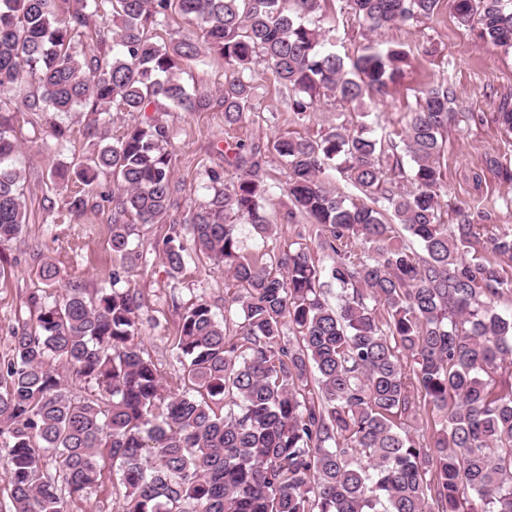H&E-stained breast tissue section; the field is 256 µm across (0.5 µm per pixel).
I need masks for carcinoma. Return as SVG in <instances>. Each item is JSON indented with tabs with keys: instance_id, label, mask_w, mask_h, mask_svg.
I'll use <instances>...</instances> for the list:
<instances>
[{
	"instance_id": "carcinoma-1",
	"label": "carcinoma",
	"mask_w": 512,
	"mask_h": 512,
	"mask_svg": "<svg viewBox=\"0 0 512 512\" xmlns=\"http://www.w3.org/2000/svg\"><path fill=\"white\" fill-rule=\"evenodd\" d=\"M325 0H0V243L27 224L20 148L1 116L90 112L98 149L74 173L110 177V248L133 263L135 225L175 207L170 129L159 117L112 135L100 118L219 106L242 122L262 61L306 117L332 97L347 117L314 139L279 137L289 207L317 226L320 265L299 242L273 241L263 151L239 145L236 176L210 171L213 192L171 225L162 261L177 276L190 254L224 266L233 288L220 319L204 299L183 312L167 381L142 347L140 302L112 275L89 295L69 288L39 304L0 367V466L12 512H67L112 467L121 512H512V226L442 220L440 158L454 111L449 86L419 91L398 138L374 136L366 99L404 75L408 51L371 44L347 59L324 48L308 19ZM440 0H349L371 32L428 18ZM459 24L512 49V0H453ZM200 39L170 44L154 31L171 12ZM99 46L90 48V35ZM207 51L227 66L213 101L181 81ZM334 169L366 198L328 190ZM248 226L265 251L247 253ZM419 244L415 250L405 243ZM60 271L36 269L54 288ZM336 283V304L326 280ZM293 338H285V333ZM79 380L88 392L77 395ZM427 409L426 427L409 419Z\"/></svg>"
}]
</instances>
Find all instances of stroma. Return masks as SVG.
Returning a JSON list of instances; mask_svg holds the SVG:
<instances>
[{"label":"stroma","instance_id":"obj_1","mask_svg":"<svg viewBox=\"0 0 512 512\" xmlns=\"http://www.w3.org/2000/svg\"><path fill=\"white\" fill-rule=\"evenodd\" d=\"M315 25L326 32L327 45L353 57L371 43L387 42L410 50L405 76L390 96L371 104L369 121L376 133L400 132L420 88L448 84L457 93L456 111L472 119L448 132L447 151L441 160L442 198L449 204L444 211L447 223H454V205L483 213L488 223L512 226V182L503 180L499 166L512 170V133L494 121L503 100L512 101V52L483 46L476 31L457 23L451 0H441L431 17L401 28L375 33L365 30L352 16L346 0H326ZM223 59L203 56L185 65L183 82L189 87L217 97L224 90ZM257 89L245 122L225 129L220 109L204 112H166L172 139V172L179 186L178 207L173 216L184 219L210 193L208 170L232 175L224 158L236 143H271L276 138H312L327 127L341 106L325 100L309 117L293 116L288 92L270 70L258 66ZM56 120L68 128L69 138L56 146L43 117L33 112H14L12 121L22 132L23 144L14 158L25 176L28 224L22 236L0 244V362L11 355L12 334L34 318L30 302L42 285L35 271L43 258H51L60 269L62 288L86 292L110 283L114 272H121L125 287L135 291L144 318L142 345L163 375L179 374L174 349L180 314L195 299L207 300L216 314L224 312L229 279L220 268L205 259H189L185 270L170 277L159 249L169 227L140 224L134 243L140 259L134 270L122 273L109 246L115 185L107 180L88 194V206L78 218L66 212L71 192L78 188L53 190L51 171L57 163L75 164L91 157L97 149L87 129L90 114L68 112Z\"/></svg>","mask_w":512,"mask_h":512}]
</instances>
